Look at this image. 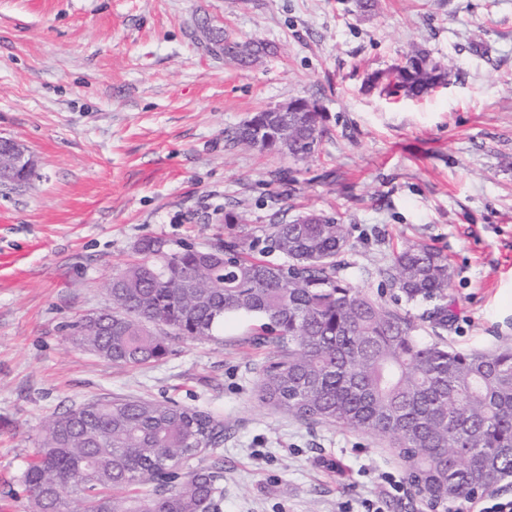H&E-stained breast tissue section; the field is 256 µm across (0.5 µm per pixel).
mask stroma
Returning a JSON list of instances; mask_svg holds the SVG:
<instances>
[{"label": "stroma", "mask_w": 512, "mask_h": 512, "mask_svg": "<svg viewBox=\"0 0 512 512\" xmlns=\"http://www.w3.org/2000/svg\"><path fill=\"white\" fill-rule=\"evenodd\" d=\"M205 27L274 52L240 67L204 50ZM417 49L450 68L446 86L364 87ZM296 97L327 116L313 157L226 146ZM0 137L36 164L30 184L0 188V512H28L19 477L47 421L116 396L220 414L221 512H430L390 494L386 475L405 474L386 443L259 401L270 349L250 343L255 319L135 368L64 325L109 306L107 280L144 237L210 248L225 212L258 227L315 211L346 225L344 275L372 297L393 250L447 257L448 325L410 305L419 335L512 346V0H380L371 15L340 0H0Z\"/></svg>", "instance_id": "1"}]
</instances>
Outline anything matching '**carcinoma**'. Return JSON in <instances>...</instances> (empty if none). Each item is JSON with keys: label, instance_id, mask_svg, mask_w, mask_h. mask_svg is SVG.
<instances>
[{"label": "carcinoma", "instance_id": "1", "mask_svg": "<svg viewBox=\"0 0 512 512\" xmlns=\"http://www.w3.org/2000/svg\"><path fill=\"white\" fill-rule=\"evenodd\" d=\"M208 51L242 66L271 53L261 41L225 33ZM447 67L422 51L367 75L387 96H424L447 83ZM322 112L254 113L227 142L260 152L312 156ZM215 248L179 251L145 237L139 258L112 276L111 305L68 325L80 346L116 365L157 363L173 339L209 340L224 318H256V341L273 349L258 399L308 424L358 430L385 441L415 495L433 512L462 504L512 478V348L466 352L416 334L406 311L390 309L342 276L352 250L346 225L307 214L256 229L232 211ZM276 252L284 263L265 259ZM382 274L406 303L436 302L428 317L448 323L447 259L426 244L392 254ZM224 442L208 408L172 399L93 400L53 416L20 476L32 512H217L219 458L187 462Z\"/></svg>", "mask_w": 512, "mask_h": 512}]
</instances>
